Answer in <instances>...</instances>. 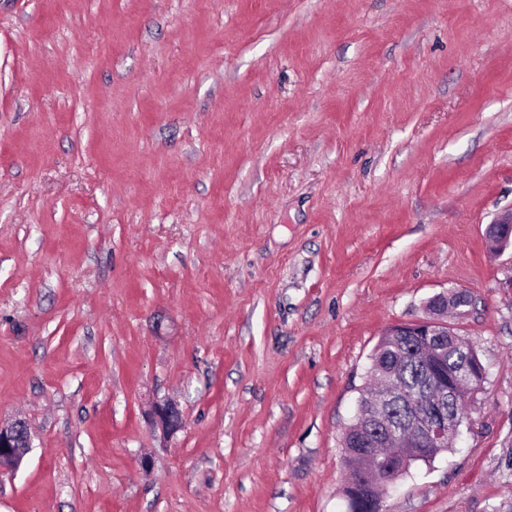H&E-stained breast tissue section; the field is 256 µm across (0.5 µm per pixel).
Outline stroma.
<instances>
[{"label":"stroma","instance_id":"35a3bbf8","mask_svg":"<svg viewBox=\"0 0 512 512\" xmlns=\"http://www.w3.org/2000/svg\"><path fill=\"white\" fill-rule=\"evenodd\" d=\"M511 209L512 0H0V417L33 431L0 512H345L371 355L453 288L487 378L388 510L512 512ZM486 239L493 255H500L512 246V210L487 225ZM151 414L167 435H173L181 427L182 414L177 404L168 399L153 401Z\"/></svg>","mask_w":512,"mask_h":512}]
</instances>
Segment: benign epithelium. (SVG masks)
<instances>
[{
    "label": "benign epithelium",
    "mask_w": 512,
    "mask_h": 512,
    "mask_svg": "<svg viewBox=\"0 0 512 512\" xmlns=\"http://www.w3.org/2000/svg\"><path fill=\"white\" fill-rule=\"evenodd\" d=\"M486 239L493 255L503 253L512 246V211L505 213L486 228ZM471 293L462 288H454L430 298L425 305V316L408 323L390 326L386 336H450L459 345L467 342L456 332V327L448 323V315L461 320L468 314V302ZM433 375L434 397L411 395L399 387H391L364 398L358 422L345 431L350 435L354 431L362 435L352 438V443L368 449L363 457L374 463L373 483L379 488L390 490L385 458L379 453L383 447L396 449L399 463L406 467L415 459L432 448H445L448 440L460 435L462 426L468 419L467 411L470 396L480 390L486 380V369L481 365L471 366L461 375L448 376V364L436 355L430 358ZM402 396L409 400L412 414L407 428L396 434L389 428L383 407L390 397ZM151 414L155 422L168 434H174L182 424V414L174 402L168 399L155 400L151 405ZM25 422L19 418H0V468H8V462L23 457L28 449L20 447L17 439L19 427Z\"/></svg>",
    "instance_id": "1"
}]
</instances>
